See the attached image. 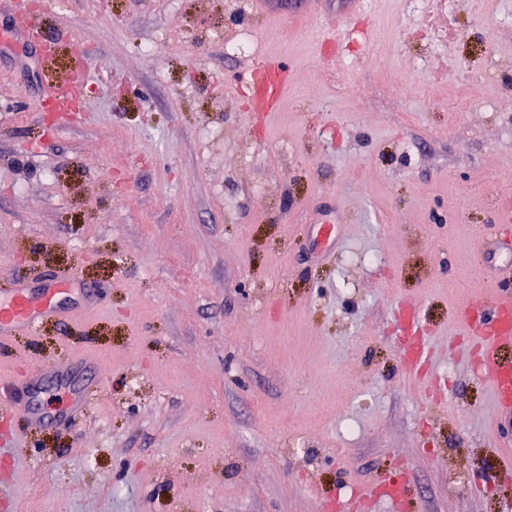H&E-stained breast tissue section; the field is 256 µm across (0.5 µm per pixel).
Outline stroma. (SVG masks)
Here are the masks:
<instances>
[{"mask_svg":"<svg viewBox=\"0 0 512 512\" xmlns=\"http://www.w3.org/2000/svg\"><path fill=\"white\" fill-rule=\"evenodd\" d=\"M26 2L55 47L0 9V290L71 270L103 300L0 341V512H512L466 308L512 207V0ZM264 57L291 82L257 112ZM16 32L26 41L39 44L43 58L47 59L50 48L40 38L36 14L30 13L28 18L17 26ZM89 61L83 59L79 65L80 76L77 79L61 83L46 84L43 88V100L48 101L61 115H69L74 104L79 100L87 76Z\"/></svg>","mask_w":512,"mask_h":512,"instance_id":"35a3bbf8","label":"stroma"}]
</instances>
